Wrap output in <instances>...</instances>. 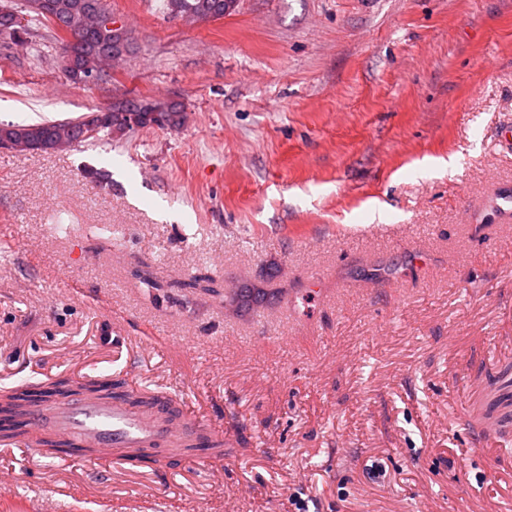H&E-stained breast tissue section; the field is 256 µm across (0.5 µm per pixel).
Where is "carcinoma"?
I'll list each match as a JSON object with an SVG mask.
<instances>
[{
	"label": "carcinoma",
	"mask_w": 512,
	"mask_h": 512,
	"mask_svg": "<svg viewBox=\"0 0 512 512\" xmlns=\"http://www.w3.org/2000/svg\"><path fill=\"white\" fill-rule=\"evenodd\" d=\"M164 13L173 19L189 17L207 22L231 14L237 0H162ZM24 8L34 13V20L53 26L52 16L61 22L78 39L72 47L60 46L59 65L65 76L78 84L82 76L102 70V64L112 56H123L131 51L127 31H98L93 27V14L109 10L106 0H26ZM24 14L0 12V33L17 36L26 33L29 25L22 24ZM163 117V125L177 127L183 112L176 104L168 105L136 100H125L110 107L87 112L82 116L63 121L39 123H0V144L10 143L12 148L26 151L55 152L99 139L100 135L123 133L135 128L153 125V114ZM174 288L190 289L203 293H218L216 280L198 274L187 281L175 282ZM75 391H84L99 399H122L133 407H146L154 403L149 391L128 390L125 382L108 377L59 378L47 384L18 386L3 391L0 396V436L8 440L22 434L26 426L27 408L34 402L66 397ZM43 454L55 457L68 452V446L54 437L41 441Z\"/></svg>",
	"instance_id": "1"
}]
</instances>
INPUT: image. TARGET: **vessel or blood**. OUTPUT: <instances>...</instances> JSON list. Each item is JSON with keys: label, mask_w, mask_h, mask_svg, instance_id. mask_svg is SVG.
I'll use <instances>...</instances> for the list:
<instances>
[{"label": "vessel or blood", "mask_w": 512, "mask_h": 512, "mask_svg": "<svg viewBox=\"0 0 512 512\" xmlns=\"http://www.w3.org/2000/svg\"><path fill=\"white\" fill-rule=\"evenodd\" d=\"M169 402L165 395L153 411L136 413L120 400H50L31 409L27 419L31 430L28 444L37 446L40 435L50 432L75 447L94 449L93 463L106 464L119 459L125 448L172 446L202 435L223 438V430L187 412L180 422H163L159 414Z\"/></svg>", "instance_id": "obj_1"}]
</instances>
